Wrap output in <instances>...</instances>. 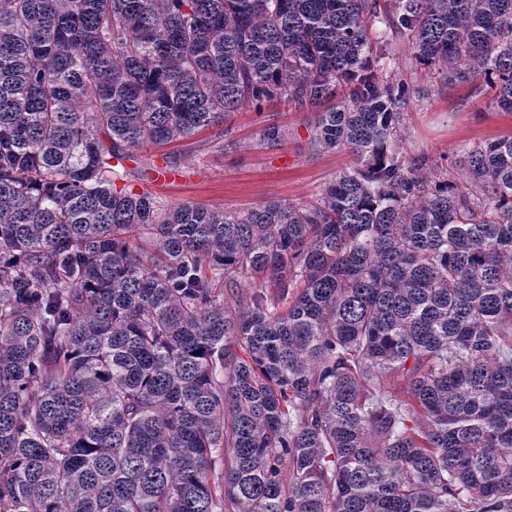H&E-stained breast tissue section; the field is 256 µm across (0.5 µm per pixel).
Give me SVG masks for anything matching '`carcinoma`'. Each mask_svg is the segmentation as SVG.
Wrapping results in <instances>:
<instances>
[{
	"label": "carcinoma",
	"instance_id": "1",
	"mask_svg": "<svg viewBox=\"0 0 512 512\" xmlns=\"http://www.w3.org/2000/svg\"><path fill=\"white\" fill-rule=\"evenodd\" d=\"M397 40L512 112V0H0V512H512V135L402 156ZM280 98L316 203L117 186Z\"/></svg>",
	"mask_w": 512,
	"mask_h": 512
}]
</instances>
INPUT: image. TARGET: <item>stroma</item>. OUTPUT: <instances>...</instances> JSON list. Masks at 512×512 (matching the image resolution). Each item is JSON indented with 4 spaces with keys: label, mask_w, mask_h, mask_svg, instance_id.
Returning <instances> with one entry per match:
<instances>
[{
    "label": "stroma",
    "mask_w": 512,
    "mask_h": 512,
    "mask_svg": "<svg viewBox=\"0 0 512 512\" xmlns=\"http://www.w3.org/2000/svg\"><path fill=\"white\" fill-rule=\"evenodd\" d=\"M386 63L394 77L419 89L400 124L399 150L410 156L427 152L453 155L470 143L512 134V112L490 103L487 93L471 84L446 83L437 69L411 64L402 44H394ZM313 112L298 111L281 100L262 110L251 107L229 114L224 123L164 147L139 150L142 164H161L163 157L189 155L182 183L157 188L149 178L129 179L137 193L155 194L172 205L190 202L207 208L244 210L269 200L314 201L326 183L352 164L348 152H319L310 145ZM288 129V142L275 149L256 143L270 122Z\"/></svg>",
    "instance_id": "1"
}]
</instances>
